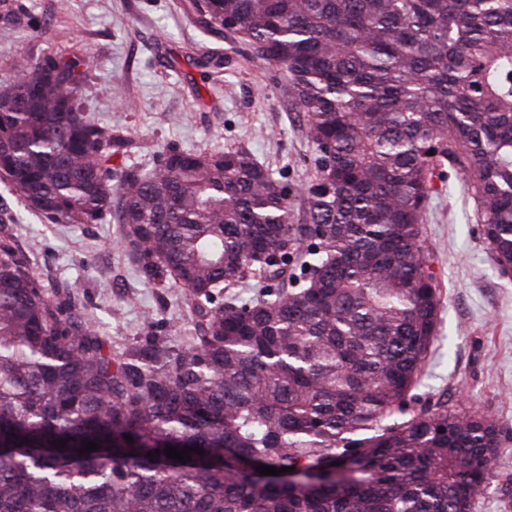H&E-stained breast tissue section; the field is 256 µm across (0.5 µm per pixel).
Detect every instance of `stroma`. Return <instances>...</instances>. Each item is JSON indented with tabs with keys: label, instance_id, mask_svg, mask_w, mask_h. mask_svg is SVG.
<instances>
[{
	"label": "stroma",
	"instance_id": "35a3bbf8",
	"mask_svg": "<svg viewBox=\"0 0 512 512\" xmlns=\"http://www.w3.org/2000/svg\"><path fill=\"white\" fill-rule=\"evenodd\" d=\"M231 35L200 29L183 0H0V87L17 55L87 53L83 106L129 145L115 170L148 168L171 149L250 152L289 188L294 211L315 176V151L281 87L278 66L241 58ZM223 60L191 66L186 54ZM125 95L132 107L120 106ZM423 224L440 290L437 329L415 405L447 403L500 428L498 470L473 512H512V277L493 263L457 179H435ZM25 251L45 291L77 281L76 302L113 348L157 332L179 343L191 327L180 291L149 283L119 245L116 224H47L0 185V236Z\"/></svg>",
	"mask_w": 512,
	"mask_h": 512
}]
</instances>
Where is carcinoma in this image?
Returning <instances> with one entry per match:
<instances>
[{
    "mask_svg": "<svg viewBox=\"0 0 512 512\" xmlns=\"http://www.w3.org/2000/svg\"><path fill=\"white\" fill-rule=\"evenodd\" d=\"M188 8L287 71L316 153L304 217L242 149L172 150L113 183L127 140L82 108L92 57L18 55L0 89V182L47 223L115 221L194 326L178 347L151 334L108 351L79 285L44 291L1 239L0 512H471L499 427L408 409L440 304L421 224L446 163L494 264L512 266V0ZM246 279L255 297L215 304ZM88 441L99 448L79 454ZM260 464L337 479L260 482Z\"/></svg>",
    "mask_w": 512,
    "mask_h": 512,
    "instance_id": "1",
    "label": "carcinoma"
}]
</instances>
